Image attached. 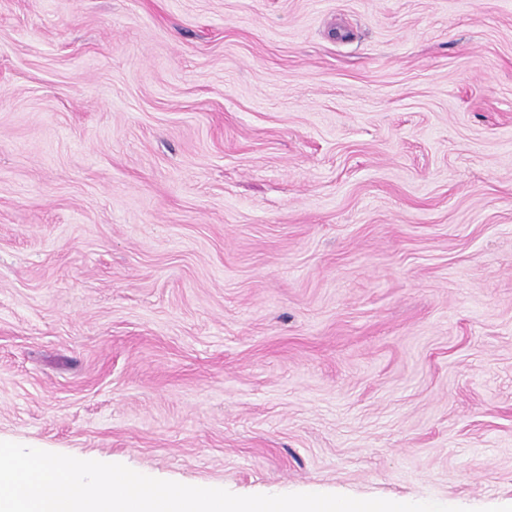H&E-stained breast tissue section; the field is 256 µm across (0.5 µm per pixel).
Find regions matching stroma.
I'll use <instances>...</instances> for the list:
<instances>
[{"instance_id":"1","label":"stroma","mask_w":512,"mask_h":512,"mask_svg":"<svg viewBox=\"0 0 512 512\" xmlns=\"http://www.w3.org/2000/svg\"><path fill=\"white\" fill-rule=\"evenodd\" d=\"M0 440L512 499V0H0Z\"/></svg>"}]
</instances>
